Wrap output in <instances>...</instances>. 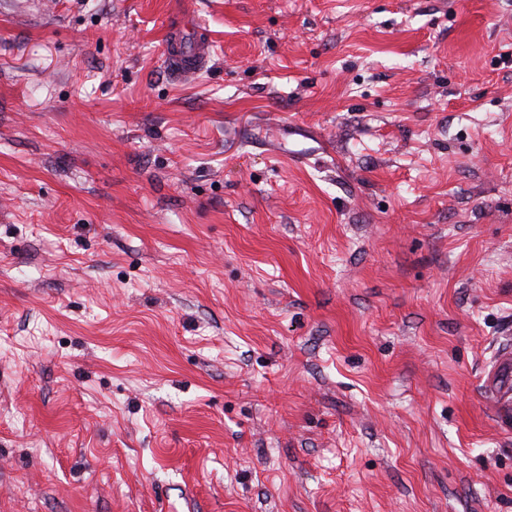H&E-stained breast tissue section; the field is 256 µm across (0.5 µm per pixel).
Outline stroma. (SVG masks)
<instances>
[{"label":"stroma","instance_id":"obj_1","mask_svg":"<svg viewBox=\"0 0 512 512\" xmlns=\"http://www.w3.org/2000/svg\"><path fill=\"white\" fill-rule=\"evenodd\" d=\"M509 347L512 0H0V512H512ZM167 50H168V52H167L168 58L173 62V64L177 68H180L185 73L188 71L187 66L191 62H194V63H196L197 61L200 62L204 58V56L207 55L208 50H209V45H208V43H206L202 40H199L197 45L194 48H192V50L190 52L189 56H191L192 58L186 57V55L183 53V51L181 49V45L179 42L169 43Z\"/></svg>","mask_w":512,"mask_h":512}]
</instances>
